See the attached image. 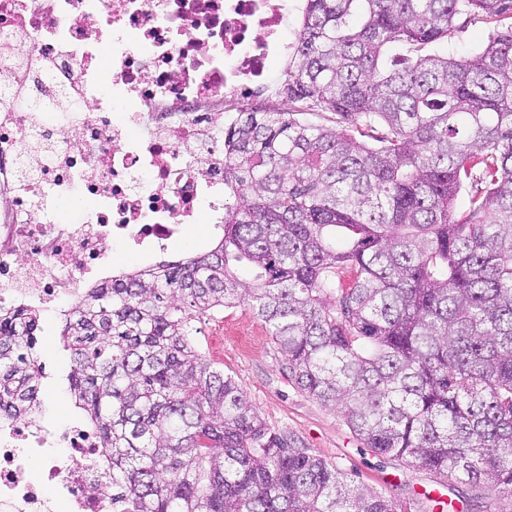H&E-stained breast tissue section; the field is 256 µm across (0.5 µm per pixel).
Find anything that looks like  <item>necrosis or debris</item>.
Wrapping results in <instances>:
<instances>
[{"label": "necrosis or debris", "mask_w": 512, "mask_h": 512, "mask_svg": "<svg viewBox=\"0 0 512 512\" xmlns=\"http://www.w3.org/2000/svg\"><path fill=\"white\" fill-rule=\"evenodd\" d=\"M291 0H0V306L78 302L112 273L107 241L162 248L224 218V130L281 102ZM67 94L68 111L55 112ZM47 144L31 157L32 143ZM80 198L78 221L44 215ZM40 459L32 473L30 462ZM117 512L86 424L0 422V512Z\"/></svg>", "instance_id": "necrosis-or-debris-1"}]
</instances>
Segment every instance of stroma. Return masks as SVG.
<instances>
[{"label":"stroma","instance_id":"stroma-1","mask_svg":"<svg viewBox=\"0 0 512 512\" xmlns=\"http://www.w3.org/2000/svg\"><path fill=\"white\" fill-rule=\"evenodd\" d=\"M61 318L42 312L36 350L44 365L40 415L62 425L80 420L67 382L69 359L59 343ZM195 345L231 375L249 403L272 429L293 436L309 453L384 491L410 512H512V495L439 473L413 468L374 453L333 409L288 378L285 359L264 325L245 306L212 313L197 324Z\"/></svg>","mask_w":512,"mask_h":512}]
</instances>
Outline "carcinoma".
<instances>
[{
  "instance_id": "carcinoma-1",
  "label": "carcinoma",
  "mask_w": 512,
  "mask_h": 512,
  "mask_svg": "<svg viewBox=\"0 0 512 512\" xmlns=\"http://www.w3.org/2000/svg\"><path fill=\"white\" fill-rule=\"evenodd\" d=\"M472 14L490 32L469 55L387 56ZM508 19L512 0H305L288 110L224 130L216 246L64 315L70 391L123 512H405L272 430L198 352L194 322L240 305L367 447L512 495ZM39 320L0 310L3 419L40 409Z\"/></svg>"
}]
</instances>
